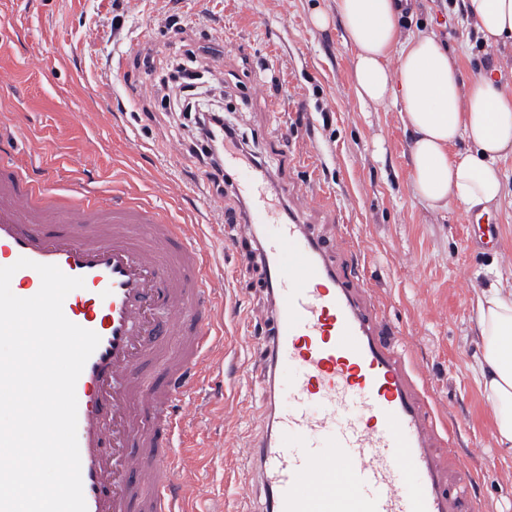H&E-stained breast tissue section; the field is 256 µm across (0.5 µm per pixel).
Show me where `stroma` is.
I'll return each mask as SVG.
<instances>
[{
	"label": "stroma",
	"instance_id": "1",
	"mask_svg": "<svg viewBox=\"0 0 512 512\" xmlns=\"http://www.w3.org/2000/svg\"><path fill=\"white\" fill-rule=\"evenodd\" d=\"M318 11L330 15L326 27L314 25ZM335 13L336 0H0V73L11 75L0 81V112L14 116L16 160L52 190H126L192 225L208 248L224 293V365L186 398L194 512H253L258 499L248 452L264 428L269 301L245 259L254 229L224 221L240 207L234 183H198L175 92L156 81L179 59L197 86L221 90L272 192L288 188L322 247L371 290L452 427L451 488L476 487L490 512H512V451L497 443L474 371V301L487 269L512 289V156L499 164L504 197L488 211L500 240L468 245L467 212L431 210L412 192L399 105L357 100L354 48ZM473 26L444 20L436 0H410L400 31L446 45L463 80L489 74L512 93V45L477 44Z\"/></svg>",
	"mask_w": 512,
	"mask_h": 512
}]
</instances>
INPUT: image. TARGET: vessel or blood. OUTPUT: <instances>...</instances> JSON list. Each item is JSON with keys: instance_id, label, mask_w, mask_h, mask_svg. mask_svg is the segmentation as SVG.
Instances as JSON below:
<instances>
[{"instance_id": "vessel-or-blood-1", "label": "vessel or blood", "mask_w": 512, "mask_h": 512, "mask_svg": "<svg viewBox=\"0 0 512 512\" xmlns=\"http://www.w3.org/2000/svg\"><path fill=\"white\" fill-rule=\"evenodd\" d=\"M224 162L263 229L257 262L274 311L267 427L252 450L264 512H483L479 497L450 493L448 434L375 302L299 216L281 217L263 168ZM22 257L33 265L13 275L16 296L39 291L38 263L82 278L63 313L100 338L75 386L87 512H186L181 402L212 368L224 316L204 243L151 204L53 193L1 158L0 267Z\"/></svg>"}]
</instances>
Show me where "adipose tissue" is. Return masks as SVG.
I'll list each match as a JSON object with an SVG mask.
<instances>
[{"instance_id":"1","label":"adipose tissue","mask_w":512,"mask_h":512,"mask_svg":"<svg viewBox=\"0 0 512 512\" xmlns=\"http://www.w3.org/2000/svg\"><path fill=\"white\" fill-rule=\"evenodd\" d=\"M486 44L512 42V0H464ZM356 51L353 90L361 102H399L411 131V185L429 208L486 210L500 203L498 163L512 155V95L489 76L463 82L434 37H400L394 0H336ZM397 54V68L386 60ZM466 150H458V142ZM478 372L494 408L501 447H512V296L497 283L477 294Z\"/></svg>"}]
</instances>
